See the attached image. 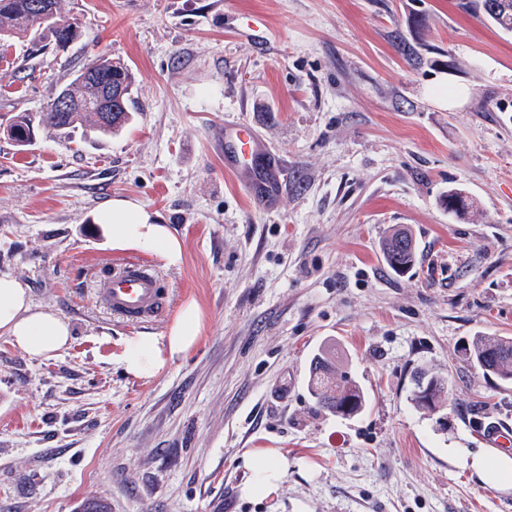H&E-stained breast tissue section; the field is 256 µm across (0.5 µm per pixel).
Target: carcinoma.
Segmentation results:
<instances>
[{
	"label": "carcinoma",
	"mask_w": 512,
	"mask_h": 512,
	"mask_svg": "<svg viewBox=\"0 0 512 512\" xmlns=\"http://www.w3.org/2000/svg\"><path fill=\"white\" fill-rule=\"evenodd\" d=\"M35 0H0V42L15 39L39 42L48 37L58 49L80 36L79 26L65 20L61 0H52L55 9L52 16H40L33 4ZM485 17L500 29L512 32V0H499L498 11ZM87 68L94 71V78L84 80L75 75L57 95H65L72 102L67 112L55 110V100H50L38 115L20 112L7 127V137L18 150H23L21 136L35 125L53 128L61 136H68L77 129L86 135H110L129 121V106L134 77L121 62L112 60L106 53L98 54ZM125 83L124 105L114 112H103L98 105L102 87L112 82ZM410 239L408 249L392 252L393 243L399 236ZM387 265L396 273L411 271L417 262V245L412 235L398 228L385 238L381 245ZM471 366L486 377H493L504 384H512V337L478 336L465 347ZM342 360L332 345L322 347L311 360L308 389L320 410L343 418L360 415L369 405V396L348 372L341 369ZM448 394V379L441 376H418L417 389L412 401L418 409L436 410ZM75 512H112L111 503L104 496H89L76 507Z\"/></svg>",
	"instance_id": "cac0c4a2"
}]
</instances>
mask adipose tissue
Returning <instances> with one entry per match:
<instances>
[{"label": "adipose tissue", "mask_w": 512, "mask_h": 512, "mask_svg": "<svg viewBox=\"0 0 512 512\" xmlns=\"http://www.w3.org/2000/svg\"><path fill=\"white\" fill-rule=\"evenodd\" d=\"M94 223L105 225L112 238L113 250L119 252L149 251L170 264L182 258V244L168 225L139 203L115 198L97 208ZM203 312L195 301H187L180 309L165 341L140 336L128 342L122 361L126 372L147 377L161 371L168 360L193 348L200 335ZM0 335L28 355L50 358L64 349L70 340L68 324L52 312L32 310L27 291L14 278L0 276ZM478 480L487 487L512 490V453L490 448L463 457ZM251 480L242 492L245 497L263 499L274 495L288 471L285 457L269 450L253 452L243 459Z\"/></svg>", "instance_id": "adipose-tissue-1"}]
</instances>
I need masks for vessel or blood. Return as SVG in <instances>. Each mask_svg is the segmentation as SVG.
Here are the masks:
<instances>
[{
	"instance_id": "1",
	"label": "vessel or blood",
	"mask_w": 512,
	"mask_h": 512,
	"mask_svg": "<svg viewBox=\"0 0 512 512\" xmlns=\"http://www.w3.org/2000/svg\"><path fill=\"white\" fill-rule=\"evenodd\" d=\"M224 136L234 144L225 155L224 164L249 175L259 190L268 195H281L284 180L276 159L266 157L262 142L248 126L225 127ZM112 311L131 323L166 316L169 311L167 293L163 291L150 268L138 262L126 263L105 281L100 290Z\"/></svg>"
}]
</instances>
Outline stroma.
I'll list each match as a JSON object with an SVG mask.
<instances>
[{
  "label": "stroma",
  "instance_id": "1",
  "mask_svg": "<svg viewBox=\"0 0 512 512\" xmlns=\"http://www.w3.org/2000/svg\"><path fill=\"white\" fill-rule=\"evenodd\" d=\"M462 0H62L80 36L0 58V123L43 111L100 52L136 80L132 119L97 139L0 134V275L56 313L45 359L0 335V512H512L450 456L512 427V385L463 348L512 336V33ZM251 125L288 169L255 206L224 167L225 126ZM469 212H448V192ZM115 198L160 215L171 265L112 250L89 215ZM410 229L398 275L380 243ZM130 259L168 289L167 317L128 323L97 296ZM200 305L197 344L156 375L126 374L138 336L164 338ZM370 397L316 410L309 361L327 343ZM447 377L439 412L409 400ZM288 460L276 497L249 499L244 454ZM400 235L405 236L406 238H409L410 240V246L405 251H401L398 253L392 252L393 243ZM381 250L383 252L385 261L387 265L398 274H404L411 271L417 262V245L415 240L413 239L412 235L404 228H398L393 231L391 235H389L387 238H385L381 245ZM395 255H398L399 257L396 258L397 263L401 266V268H398L394 265L392 262V259L395 258Z\"/></svg>",
  "mask_w": 512,
  "mask_h": 512
}]
</instances>
